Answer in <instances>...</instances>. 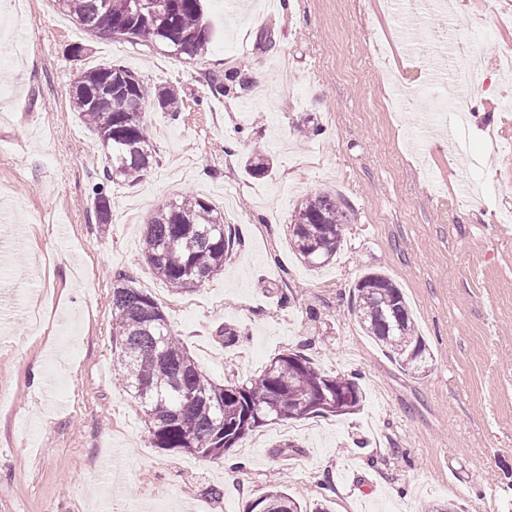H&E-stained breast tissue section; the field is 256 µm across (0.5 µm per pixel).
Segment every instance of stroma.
<instances>
[{
  "mask_svg": "<svg viewBox=\"0 0 512 512\" xmlns=\"http://www.w3.org/2000/svg\"><path fill=\"white\" fill-rule=\"evenodd\" d=\"M30 2L12 29L17 83L0 99V512H100L102 486L107 512H248L277 484L329 497L332 512H512V238L495 220L512 213V153L494 146L512 138V111L487 109L512 98L496 71L512 23L459 0L475 117L437 125L445 86H429L399 41L374 42L393 25L392 0H204L211 43L191 56L92 37L54 0ZM111 60L174 86L183 107L174 121L146 103L156 161L113 186L112 221L99 224L90 188L105 158L72 87ZM231 72L246 88L212 94L208 78ZM258 154L262 177L246 169ZM326 188L349 222L336 258L313 269L287 224ZM189 195L238 242L223 271L178 294L147 263L142 231ZM368 270L403 289L433 352L425 375L349 314ZM117 271L161 305L212 380L247 382L303 348L328 374H358L363 408L259 427L219 460L152 447L115 380Z\"/></svg>",
  "mask_w": 512,
  "mask_h": 512,
  "instance_id": "35a3bbf8",
  "label": "stroma"
}]
</instances>
